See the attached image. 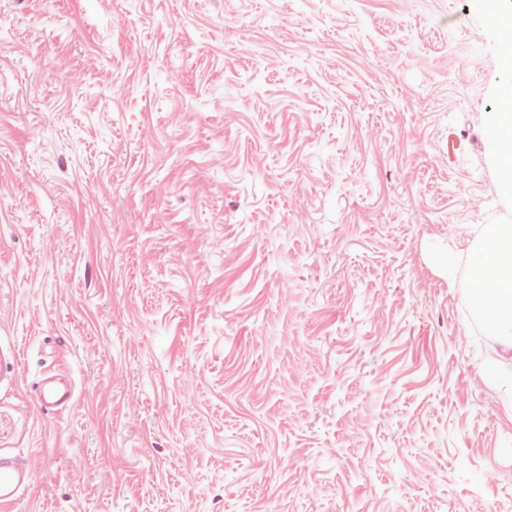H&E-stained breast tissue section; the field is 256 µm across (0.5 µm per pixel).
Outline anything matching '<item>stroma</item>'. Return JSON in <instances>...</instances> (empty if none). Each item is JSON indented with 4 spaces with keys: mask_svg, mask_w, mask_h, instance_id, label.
I'll return each instance as SVG.
<instances>
[{
    "mask_svg": "<svg viewBox=\"0 0 512 512\" xmlns=\"http://www.w3.org/2000/svg\"><path fill=\"white\" fill-rule=\"evenodd\" d=\"M508 35L471 0H0V456L36 464L0 512H512L467 288L512 224ZM504 122L510 124V128L506 127L502 131V140H494L500 149V171L504 187L512 191V113L511 112H498L495 116L490 130L498 128ZM509 150V160L505 163V149ZM504 170V171H503ZM37 396L44 407L55 409L69 405L73 399V390L62 380H44L37 387Z\"/></svg>",
    "mask_w": 512,
    "mask_h": 512,
    "instance_id": "obj_1",
    "label": "stroma"
}]
</instances>
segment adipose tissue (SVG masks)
Masks as SVG:
<instances>
[{
	"instance_id": "1",
	"label": "adipose tissue",
	"mask_w": 512,
	"mask_h": 512,
	"mask_svg": "<svg viewBox=\"0 0 512 512\" xmlns=\"http://www.w3.org/2000/svg\"><path fill=\"white\" fill-rule=\"evenodd\" d=\"M469 294L478 305H490V320L499 347L488 360V372L512 388V225H498L480 243L469 279Z\"/></svg>"
}]
</instances>
